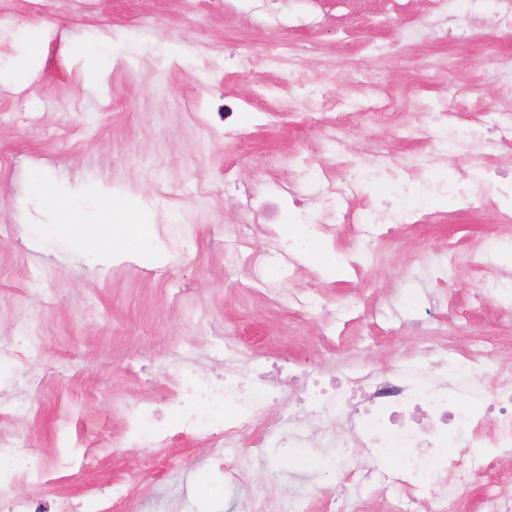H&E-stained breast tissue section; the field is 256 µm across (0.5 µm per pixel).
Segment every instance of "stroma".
I'll return each mask as SVG.
<instances>
[{"label": "stroma", "mask_w": 512, "mask_h": 512, "mask_svg": "<svg viewBox=\"0 0 512 512\" xmlns=\"http://www.w3.org/2000/svg\"><path fill=\"white\" fill-rule=\"evenodd\" d=\"M437 22L431 0H0V74L20 55L39 74L21 91L0 85V341L27 350L33 326L40 347L27 369L44 380L13 392L39 414L0 429L34 435L52 470L19 492L77 508L110 491L112 512H176L209 485L221 506L257 500L279 512L301 488L309 512H326L347 480L317 483L320 453L304 467L269 449L268 466H245L232 489L215 470L249 455L295 408V392L230 451L176 430L160 447L120 443L130 405L185 366L223 377L228 338L244 370L288 357L326 375L380 373L429 348L468 354L479 339L512 363V307L493 291L512 282V262L475 260L512 222L468 204L481 172L512 178V25L496 22L493 0L447 37L432 34ZM36 25L39 46L28 36ZM101 37L114 65L74 49ZM295 44L318 55L298 59L294 92L278 55ZM241 56L251 68L237 66ZM475 127L483 154L449 150V137ZM414 162L409 216L363 273L347 265L327 277L281 252L309 172L336 180L357 169L346 205L384 219L393 175ZM36 172L73 195L110 186L141 198L165 259L128 253L92 267L72 240L43 247L31 227L48 216L28 202ZM310 206L332 227L325 244L350 256L356 227L325 200ZM272 252L286 277L266 267ZM81 437L96 443L85 476L56 470L59 447Z\"/></svg>", "instance_id": "35a3bbf8"}]
</instances>
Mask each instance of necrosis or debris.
Masks as SVG:
<instances>
[{"label": "necrosis or debris", "instance_id": "1", "mask_svg": "<svg viewBox=\"0 0 512 512\" xmlns=\"http://www.w3.org/2000/svg\"><path fill=\"white\" fill-rule=\"evenodd\" d=\"M493 358V349L481 343L464 359L448 352L435 367L414 366L390 377L368 373L326 384L308 378L305 398L325 427L313 440L293 415L284 416L296 459H303L304 448L311 445L336 447L327 424L340 415L352 436L353 455L366 462L355 472L347 497L330 512H359L369 494L387 499L391 512H459L460 478L482 476L493 458L512 450V376L498 378L493 403H481ZM279 387V380L256 368L225 372L216 383L186 371L170 379L165 395L182 431L220 429L231 446L265 417ZM169 434V425L160 422L151 403L129 411L128 442L161 443ZM392 448L401 451L393 469L385 465ZM47 477L29 445L0 433V482L39 484Z\"/></svg>", "mask_w": 512, "mask_h": 512}]
</instances>
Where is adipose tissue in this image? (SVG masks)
Returning <instances> with one entry per match:
<instances>
[{
	"label": "adipose tissue",
	"instance_id": "1",
	"mask_svg": "<svg viewBox=\"0 0 512 512\" xmlns=\"http://www.w3.org/2000/svg\"><path fill=\"white\" fill-rule=\"evenodd\" d=\"M30 197L36 209L51 210L54 217L52 223L39 225V237L46 242L61 237L79 240L81 255L88 264H111L122 245L132 247L147 260L162 256L156 224L142 215L140 204L128 201L115 189L106 190V209L100 223L91 229L81 220L83 200L59 196L56 187L43 176L32 177Z\"/></svg>",
	"mask_w": 512,
	"mask_h": 512
}]
</instances>
